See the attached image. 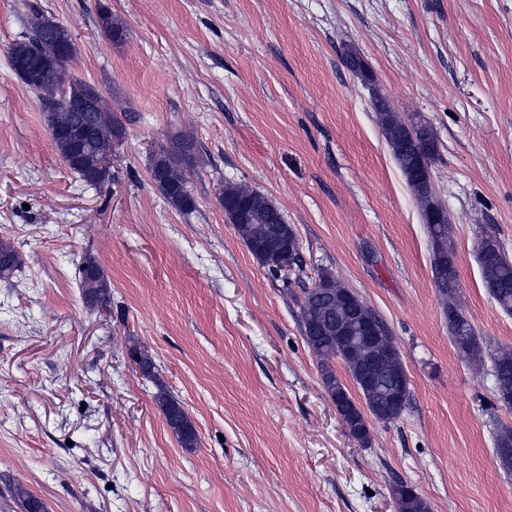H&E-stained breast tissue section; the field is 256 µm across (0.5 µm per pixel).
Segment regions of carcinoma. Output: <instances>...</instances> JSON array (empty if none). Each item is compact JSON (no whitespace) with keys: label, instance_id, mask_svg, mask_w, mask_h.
<instances>
[{"label":"carcinoma","instance_id":"carcinoma-1","mask_svg":"<svg viewBox=\"0 0 512 512\" xmlns=\"http://www.w3.org/2000/svg\"><path fill=\"white\" fill-rule=\"evenodd\" d=\"M60 53H74V44L68 30L52 18L42 16L33 23L32 35L15 41L9 47L11 62L23 60L37 65ZM343 63L359 75L365 83L372 77L363 60L347 53ZM40 93L50 134L67 130L74 133L69 138L53 139V143L69 169L91 185L105 183L110 171L99 170L91 163L103 148L112 147V137L117 126L104 98L79 80H68L66 75L54 69H46L40 79L30 84ZM92 94L95 109L79 112L69 105L72 98ZM372 104L378 121L391 148L392 155L406 178L408 186L420 201L423 216L432 244L448 247V219L430 220L431 214L440 207L433 192L427 190L424 172L429 169L438 153V144L432 130L414 120L406 121L391 111L388 101L373 93ZM195 143L184 135L175 140L170 153H161L164 163H154L151 178L167 201L180 211H191L195 201L188 189L187 168L193 158ZM221 201L227 218L242 212L246 220L235 225L249 251L271 271L281 272L275 256L276 242L270 233L277 228L288 230V270L302 266L299 240L291 225L287 224L281 210L264 194L236 183L224 184ZM483 286L507 314H512V260L502 248L497 236L490 233L483 237L477 248ZM446 277L440 279L439 290L443 307L448 315V334L460 354L465 358L483 363L490 358L497 399L512 407V351L500 350L482 354L478 336L457 298L452 253H447ZM21 265V257L14 246L0 241V280L10 279ZM84 297L95 303L108 298L109 283L95 259L88 257L80 268ZM349 289L331 274L325 272L299 299L300 318L304 340L318 357L324 388L336 404L338 414L349 431L355 433L360 445L369 444L367 420L361 408L351 399L345 384L338 378L333 362L344 364L356 387L362 394L368 412L378 421L393 423L398 420L409 401V383L401 352L394 344L386 322L379 325V339L375 344L365 341L364 327L375 312L356 298L347 300ZM159 404L168 427L185 448H192L198 438L183 407L174 399L162 395ZM496 454L501 467L512 471V429L505 427L495 435ZM14 496L22 512H48L46 504L23 485L14 487ZM397 512H429L427 502L412 490L399 492L394 499Z\"/></svg>","mask_w":512,"mask_h":512}]
</instances>
